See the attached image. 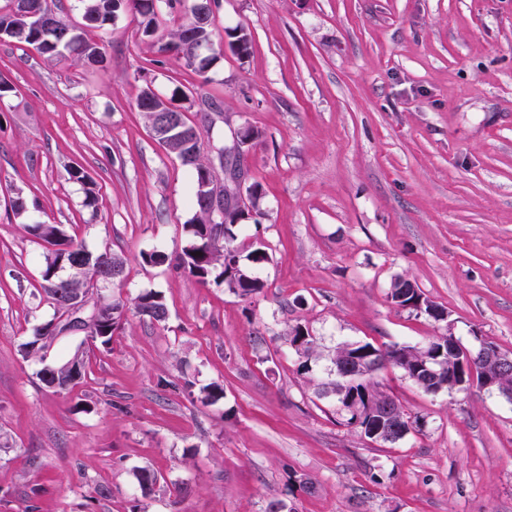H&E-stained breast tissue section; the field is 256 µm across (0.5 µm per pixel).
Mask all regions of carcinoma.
Returning <instances> with one entry per match:
<instances>
[{"instance_id": "obj_1", "label": "carcinoma", "mask_w": 512, "mask_h": 512, "mask_svg": "<svg viewBox=\"0 0 512 512\" xmlns=\"http://www.w3.org/2000/svg\"><path fill=\"white\" fill-rule=\"evenodd\" d=\"M176 3L177 0H80L81 22L76 24L60 14L57 15L56 20L57 29L61 31L67 26L76 29L77 40L70 42L68 38L64 37L60 40L57 48L49 51L42 48L44 32L31 29L23 42L33 46L40 55L47 59L62 58L89 64L92 53L100 48L99 43L91 37V33L112 22L115 11L120 10L133 16L137 20L142 34L148 37L150 33L157 30L158 26V12L154 10V7L166 6L172 9ZM0 23L22 27L27 24V19L20 13V10H14L8 5L0 8ZM188 24L189 21H184L170 34L161 38V41L168 46L169 56L179 61L182 60V57L178 49ZM184 167L191 172L192 182L195 184L198 183L201 175L212 173V163L204 158L201 150L195 154L191 162L184 164ZM69 176L70 179L83 184L86 205H93L96 200L95 187L86 172L82 168L74 166L69 170ZM191 204L194 216L186 225V230L192 237V243L176 257L177 265L203 284L211 282L217 286L224 285L229 288L231 287L230 265L240 263V251L233 246L236 217H231L227 223L221 220L215 224H209L205 212L198 208L197 198L194 195L191 196ZM29 230L36 238L56 246L53 254L46 258L42 279L44 281L43 288L56 309L58 318L56 331L60 333L67 330L69 311L78 305L82 307L86 304L90 287L93 286V278L97 275L96 262H91L89 267L79 273V277L62 279L55 271L59 258L63 256L69 263L81 262L84 260L86 252L84 246L68 235L65 227L61 224H31ZM122 308H124V303L120 299L97 302L92 315L85 323L88 335L102 339L104 344L109 343L114 331L121 327L122 317L118 314L111 319V322L106 323L104 322L105 313ZM136 309L141 315L156 322H163L167 319L166 304L160 294L155 292L139 296ZM289 341L297 352L306 358L315 352L314 339L300 326L292 329ZM371 350L380 353L384 351L393 357L401 358L406 369H412L432 361L448 364V337L446 336L438 337L420 348L394 344L381 349L370 343L361 346L355 343H345L336 349L333 358V362L343 365L344 378L334 382L332 387V392L338 397L339 402H344V399L352 391L361 398L368 396L375 401L386 397V394L378 388L372 378L357 379V376L366 367L365 358L369 356ZM72 364L80 366L79 378H84L86 375L84 361L76 358ZM70 365L53 367L57 379L64 389L75 386V383L71 382L72 369Z\"/></svg>"}]
</instances>
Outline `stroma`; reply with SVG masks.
Listing matches in <instances>:
<instances>
[{"label":"stroma","mask_w":512,"mask_h":512,"mask_svg":"<svg viewBox=\"0 0 512 512\" xmlns=\"http://www.w3.org/2000/svg\"><path fill=\"white\" fill-rule=\"evenodd\" d=\"M213 30L205 83L124 12L98 35L101 67L0 40V512H512V400L474 382L428 393L391 366L376 380L411 430L383 443L330 391L349 342L512 353V0H219ZM148 83L188 92L204 141L255 131L260 196L236 233L269 255L260 293L142 261L188 246L194 214L187 168L136 106ZM31 218L124 258L97 290L126 304L109 344L69 332L26 350L55 313ZM400 277L446 318L394 304ZM148 291L166 322L137 312ZM297 326L315 358L290 345ZM76 356L80 384H42Z\"/></svg>","instance_id":"stroma-1"}]
</instances>
